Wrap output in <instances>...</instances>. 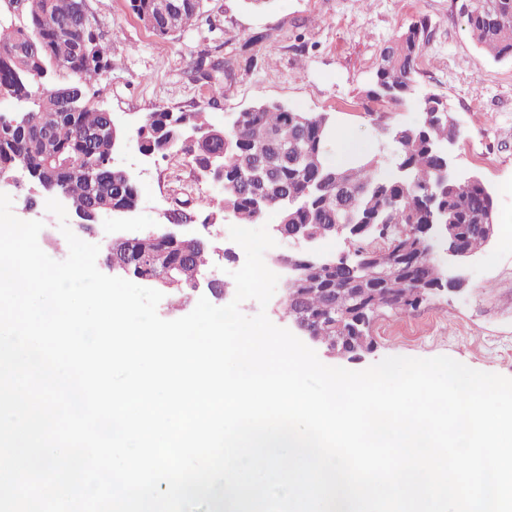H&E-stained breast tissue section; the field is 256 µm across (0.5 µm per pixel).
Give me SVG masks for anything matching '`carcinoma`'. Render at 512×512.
<instances>
[{
    "instance_id": "cac0c4a2",
    "label": "carcinoma",
    "mask_w": 512,
    "mask_h": 512,
    "mask_svg": "<svg viewBox=\"0 0 512 512\" xmlns=\"http://www.w3.org/2000/svg\"><path fill=\"white\" fill-rule=\"evenodd\" d=\"M156 0H129V7L162 39H174L196 26L203 0H183L175 22L148 24ZM462 13L481 49L494 60L512 59V0H465ZM73 0H0V96L13 101L0 112V173L20 166L43 192V200L64 192L82 209L137 208L139 191L132 179L113 169L112 125L93 103L95 87L112 73L114 63L104 33L91 23L76 25L72 40L58 30L71 24ZM429 38V24L420 19L380 51L368 101L381 107L402 106L415 95V76ZM89 43L97 64L90 66L76 52ZM425 116L414 125L389 130L397 173H379V159L361 156L337 168L325 161L333 128L326 113L296 112L275 102H261L237 113L228 127H216L207 113H149L135 131L140 148L161 156L171 133L182 121L198 130L197 139L182 146L204 175L224 167V190L214 204L240 224H255L276 210L279 225L303 224L318 238L331 233L326 224H427L439 211H451L463 229L462 244L470 251L486 240L468 233L494 212L492 193L479 180L440 182L448 158L438 145L454 142L457 128L443 115L441 100H421ZM354 250L373 254L359 275L371 268L385 276L367 281L370 296L360 312L351 310L361 293L356 273L344 266L310 264L311 254L284 258L288 280L283 315L313 339L334 351L353 344L368 348L370 321L376 312L406 313L418 308L431 292L448 287L444 273L425 255L417 236L367 231L351 239ZM112 262L127 266L126 277L160 285L182 302L209 266L206 244L168 238L155 228L133 243L112 242Z\"/></svg>"
}]
</instances>
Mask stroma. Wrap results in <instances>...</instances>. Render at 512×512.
<instances>
[{"instance_id":"obj_1","label":"stroma","mask_w":512,"mask_h":512,"mask_svg":"<svg viewBox=\"0 0 512 512\" xmlns=\"http://www.w3.org/2000/svg\"><path fill=\"white\" fill-rule=\"evenodd\" d=\"M92 20L112 48L114 68L97 85L94 104L126 134L116 159L132 175L140 194L133 213L102 218L93 244L114 235L132 237L166 223L177 207V185L191 186L193 205L211 224L209 273L223 277L224 299L232 301L231 277L241 260H225L233 248V217L212 208L218 191L182 155L142 154L133 131L157 107L175 112L206 109L221 126L233 113L259 102H279L299 112L328 113L335 128L352 130L368 155L389 156L390 143L379 124L410 125L415 103L381 108L368 115L366 92L380 49L411 22L427 18L431 37L416 75V93L442 97L459 130L456 164L475 173L495 201L492 240L461 265L458 291L431 295L414 311L386 312L370 327V350L351 355L313 343L320 361L364 370L383 358L447 356L470 368L512 378V59L489 58L471 36L456 0H272L256 8L249 0H204V17L178 40L153 35L131 12L128 0H88ZM265 42H257V35ZM223 58V86L211 102L210 83L190 75L201 53ZM180 182H172L171 173ZM15 216L44 224L38 242L51 258H67L69 248L58 218L38 204L29 186L6 187Z\"/></svg>"}]
</instances>
